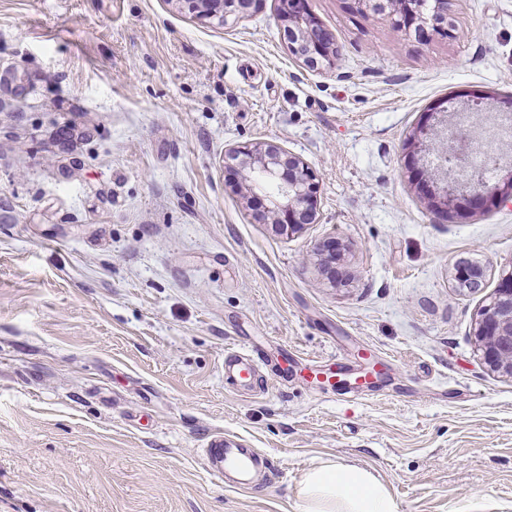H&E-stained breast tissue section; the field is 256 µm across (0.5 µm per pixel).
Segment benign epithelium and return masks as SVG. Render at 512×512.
<instances>
[{"label": "benign epithelium", "instance_id": "obj_1", "mask_svg": "<svg viewBox=\"0 0 512 512\" xmlns=\"http://www.w3.org/2000/svg\"><path fill=\"white\" fill-rule=\"evenodd\" d=\"M180 7L199 17L221 23L231 16L244 17L261 8L264 0H176ZM363 15L386 13L393 25L405 32L426 36L448 31V0H353ZM279 18L289 52L305 66H333L338 50L330 33L310 13L307 0H279ZM448 100L429 106L407 143L405 169L418 195L435 215L464 220L504 200H512V162L503 165L490 157L497 170L493 182L472 165V157L483 147L480 127L469 111L450 112ZM500 124L512 122V96L495 98ZM228 168L249 170L246 198L257 196L271 184L276 193L269 204L253 214L259 224H269L281 235L300 232L319 219L320 183L315 171L299 156L272 143L245 144L229 149ZM321 268L336 280V268L345 261V249L334 238L320 248ZM462 288L481 287L485 268L476 263L455 267ZM473 336L483 363L493 372L512 378V271L503 274L489 304L479 312Z\"/></svg>", "mask_w": 512, "mask_h": 512}]
</instances>
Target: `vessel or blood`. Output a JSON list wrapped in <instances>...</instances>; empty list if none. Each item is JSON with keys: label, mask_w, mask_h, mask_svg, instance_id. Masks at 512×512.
<instances>
[{"label": "vessel or blood", "mask_w": 512, "mask_h": 512, "mask_svg": "<svg viewBox=\"0 0 512 512\" xmlns=\"http://www.w3.org/2000/svg\"><path fill=\"white\" fill-rule=\"evenodd\" d=\"M224 373L229 385L250 389L255 385L256 367L252 356L242 353L227 355ZM211 472L223 478L226 485L242 490L254 486L258 474L268 460L256 449L245 447L223 436L210 439L205 450Z\"/></svg>", "instance_id": "1"}]
</instances>
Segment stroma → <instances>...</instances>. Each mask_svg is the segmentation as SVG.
Segmentation results:
<instances>
[{"label":"stroma","instance_id":"1","mask_svg":"<svg viewBox=\"0 0 512 512\" xmlns=\"http://www.w3.org/2000/svg\"><path fill=\"white\" fill-rule=\"evenodd\" d=\"M339 50L311 70L275 0L226 23L171 0H0V512H299L321 460L398 512H512V379L474 321L512 270V201L439 219L404 168L431 102L512 95V0H448L421 40L308 0ZM302 157L318 223H253L234 145ZM349 248L335 280L315 251ZM484 265L479 290L454 267ZM257 354L258 391L224 380ZM382 368L321 390L282 359ZM222 434L270 468L210 471Z\"/></svg>","mask_w":512,"mask_h":512}]
</instances>
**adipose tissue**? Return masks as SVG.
I'll use <instances>...</instances> for the list:
<instances>
[{
    "label": "adipose tissue",
    "mask_w": 512,
    "mask_h": 512,
    "mask_svg": "<svg viewBox=\"0 0 512 512\" xmlns=\"http://www.w3.org/2000/svg\"><path fill=\"white\" fill-rule=\"evenodd\" d=\"M301 512H397L387 487L371 473L326 461L302 479Z\"/></svg>",
    "instance_id": "ef3b65f1"
}]
</instances>
